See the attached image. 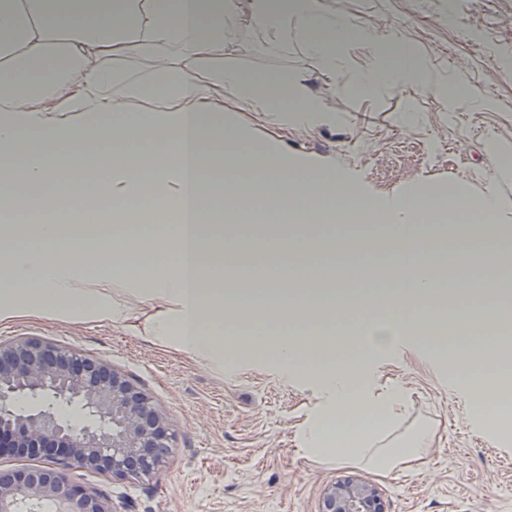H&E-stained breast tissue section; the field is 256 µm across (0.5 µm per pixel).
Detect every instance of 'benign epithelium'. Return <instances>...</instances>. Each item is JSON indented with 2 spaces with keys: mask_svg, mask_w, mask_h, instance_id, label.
<instances>
[{
  "mask_svg": "<svg viewBox=\"0 0 512 512\" xmlns=\"http://www.w3.org/2000/svg\"><path fill=\"white\" fill-rule=\"evenodd\" d=\"M23 399L45 404L18 409ZM77 403L92 423L81 428L55 408ZM173 440L152 397L110 366L39 338L0 344V455L43 454L37 468L0 470V512H116L107 497L69 477L72 466L112 478L149 477ZM321 512H384L378 491L363 482L326 488Z\"/></svg>",
  "mask_w": 512,
  "mask_h": 512,
  "instance_id": "1",
  "label": "benign epithelium"
}]
</instances>
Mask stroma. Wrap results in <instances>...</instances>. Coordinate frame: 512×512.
Returning a JSON list of instances; mask_svg holds the SVG:
<instances>
[{
    "label": "stroma",
    "instance_id": "obj_1",
    "mask_svg": "<svg viewBox=\"0 0 512 512\" xmlns=\"http://www.w3.org/2000/svg\"><path fill=\"white\" fill-rule=\"evenodd\" d=\"M328 14L371 20L422 53L432 88L387 86L365 97L352 83L376 56L353 42L344 62L325 68L288 36L273 42L241 26L225 45V67L294 72L308 79L336 123L314 129L257 126L289 157L334 166L378 202L424 189L494 190L512 212V180L489 183V145L512 148V0H323ZM448 85L465 96L449 111ZM37 337L110 365L151 395L173 433L165 467L149 479H111L73 469L118 512H319L323 492L340 480L373 484L385 512H512V441L490 434L453 367L417 335L376 353L377 390L410 394L400 433L419 424L435 432L422 464L377 472L353 462L308 458L303 427L315 409L317 382L284 374L266 356L244 353L230 368L145 339L131 327L46 313L0 321V343Z\"/></svg>",
    "mask_w": 512,
    "mask_h": 512
}]
</instances>
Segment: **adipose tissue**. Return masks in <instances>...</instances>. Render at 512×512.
<instances>
[{"label":"adipose tissue","mask_w":512,"mask_h":512,"mask_svg":"<svg viewBox=\"0 0 512 512\" xmlns=\"http://www.w3.org/2000/svg\"><path fill=\"white\" fill-rule=\"evenodd\" d=\"M271 40L291 35L327 66L355 40L372 47L378 66L361 73L358 94L382 87L428 86L418 51L382 28L327 16L321 0H0V204L36 211L37 224L0 227V320L22 312H83L131 323L146 338L173 343L199 359L220 358L226 339L270 354L289 373L314 377L318 409L302 434L304 455L342 457L378 471L424 462L433 431L417 429L402 443L391 432L408 403L392 388L373 398L368 360L403 335L440 329L432 297L440 284L439 240L456 236L455 268H475L512 238V220L493 194L435 190L377 205L335 169L292 165L280 142L257 137L213 100L215 87L234 89L261 124L313 128L335 123L303 77L209 65L235 41L234 15ZM152 67L137 76L115 67L128 47ZM103 173L98 192L114 203L149 194L137 224H61L90 172ZM248 179H240V172ZM258 198L288 211L297 224L284 238L254 249L236 223L241 200ZM357 214L383 230L374 256L361 236L340 234L338 216ZM356 257L349 278L365 281L371 260H392L391 302L377 317L344 324L335 316L349 294L325 287L315 273ZM276 267L272 285L224 293L226 267ZM124 279L155 310L134 313L113 299ZM510 276L467 279L460 286L484 295L455 319L460 336L454 364L469 358V343L500 320L494 298ZM358 334L361 349L313 360L326 343Z\"/></svg>","instance_id":"1"}]
</instances>
